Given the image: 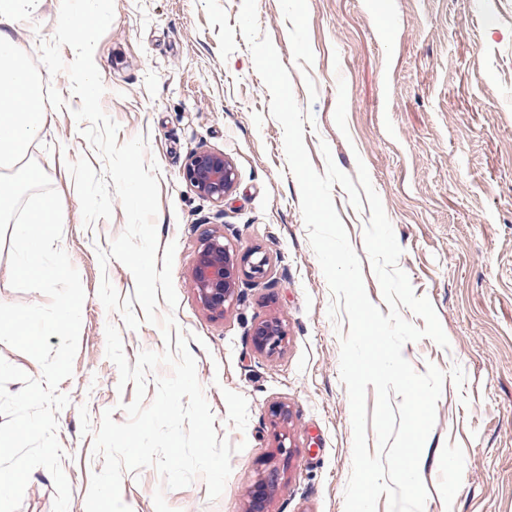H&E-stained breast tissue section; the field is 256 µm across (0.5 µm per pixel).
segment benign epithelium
I'll use <instances>...</instances> for the list:
<instances>
[{
	"label": "benign epithelium",
	"mask_w": 512,
	"mask_h": 512,
	"mask_svg": "<svg viewBox=\"0 0 512 512\" xmlns=\"http://www.w3.org/2000/svg\"><path fill=\"white\" fill-rule=\"evenodd\" d=\"M183 176L200 195L215 203L233 190L236 170L221 152L199 149L187 158ZM270 258L259 248L239 254L213 231L202 236L191 268V279L203 308L222 316L235 299L240 279H261L270 270ZM286 332L278 319L263 320L255 325L252 341L257 351L271 354L281 348ZM282 480L281 472L272 468L257 480L247 512H267V505Z\"/></svg>",
	"instance_id": "benign-epithelium-1"
}]
</instances>
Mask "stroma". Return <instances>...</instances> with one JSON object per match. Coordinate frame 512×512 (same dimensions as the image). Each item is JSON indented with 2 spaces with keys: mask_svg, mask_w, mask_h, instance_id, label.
<instances>
[{
  "mask_svg": "<svg viewBox=\"0 0 512 512\" xmlns=\"http://www.w3.org/2000/svg\"><path fill=\"white\" fill-rule=\"evenodd\" d=\"M60 0H44L41 16L19 20L14 36L31 57L56 29ZM242 0H114V19L96 44L94 63L106 87L101 104L119 125L118 143L141 135L160 168V246L175 244L174 314L188 338L218 438L237 445L222 495L210 500L203 479L169 490L173 512H246L262 470H282L269 512H344L352 471L353 428L340 380V339L327 310L331 292L310 245L299 185L290 171L284 133L270 114L271 95L254 67L237 18ZM260 29L290 74L303 111L311 164L327 160L348 175L364 162L403 253L398 265L416 296L433 305L448 338L406 343L416 372L461 366L463 387L445 380L419 470L429 496L425 512H512V0H257ZM347 102L339 130L338 96ZM46 134L28 160L48 175L66 220L61 247L85 292L73 372L58 386L69 398L56 415L70 483L68 512H86L92 473L103 459L82 434L80 407L92 426L104 412L115 422L135 397L106 356L105 327L119 326L123 351H163L159 326L132 330L107 312L98 290L109 278L121 297L135 280L121 262L100 266L126 226L121 203L110 218L85 228L67 162H103L73 116L80 102L67 74L44 82ZM198 149L224 153L237 181L223 203L199 195L182 170ZM332 198L360 262L368 297L384 306L364 247L370 209H355L346 191ZM222 234L238 251L261 247L268 275L243 281L224 316L206 311L190 272L203 231ZM12 234L0 223V303L45 304L37 291L10 285ZM279 319L281 351L262 354L254 326ZM289 410V458L276 450L270 410ZM163 479L155 468L124 472L121 498L131 512H155ZM54 480L35 468L20 512H53Z\"/></svg>",
  "mask_w": 512,
  "mask_h": 512,
  "instance_id": "stroma-1",
  "label": "stroma"
}]
</instances>
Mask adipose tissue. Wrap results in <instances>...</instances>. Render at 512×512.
Segmentation results:
<instances>
[{"instance_id": "adipose-tissue-1", "label": "adipose tissue", "mask_w": 512, "mask_h": 512, "mask_svg": "<svg viewBox=\"0 0 512 512\" xmlns=\"http://www.w3.org/2000/svg\"><path fill=\"white\" fill-rule=\"evenodd\" d=\"M42 7L43 0H0V168L15 165L47 127L41 82L13 36L16 23Z\"/></svg>"}]
</instances>
